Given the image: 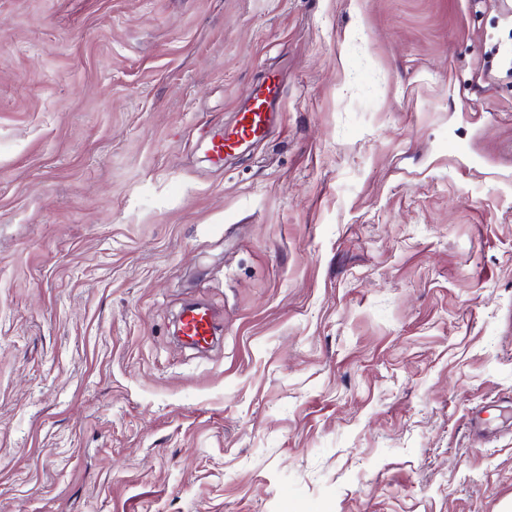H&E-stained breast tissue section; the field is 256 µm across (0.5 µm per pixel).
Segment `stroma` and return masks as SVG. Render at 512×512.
Instances as JSON below:
<instances>
[{"label": "stroma", "mask_w": 512, "mask_h": 512, "mask_svg": "<svg viewBox=\"0 0 512 512\" xmlns=\"http://www.w3.org/2000/svg\"><path fill=\"white\" fill-rule=\"evenodd\" d=\"M508 52L512 0H0V512H512ZM279 92L280 86L275 79L261 85L253 102L238 113V118L232 127L210 134L206 142V150L211 161L223 163L226 156L264 135L273 122L274 112L271 106ZM179 332L191 346L206 348L215 333V317L205 304H194L183 309L179 321Z\"/></svg>", "instance_id": "stroma-1"}]
</instances>
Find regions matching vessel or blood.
<instances>
[{
  "mask_svg": "<svg viewBox=\"0 0 512 512\" xmlns=\"http://www.w3.org/2000/svg\"><path fill=\"white\" fill-rule=\"evenodd\" d=\"M279 92L278 81L273 80L261 85L252 103L239 112L233 126L210 134L206 150L211 161L223 162L226 156L264 135L273 121L272 104ZM179 332L193 347L209 346L215 333L212 309L205 304L185 307L179 321Z\"/></svg>",
  "mask_w": 512,
  "mask_h": 512,
  "instance_id": "1",
  "label": "vessel or blood"
}]
</instances>
